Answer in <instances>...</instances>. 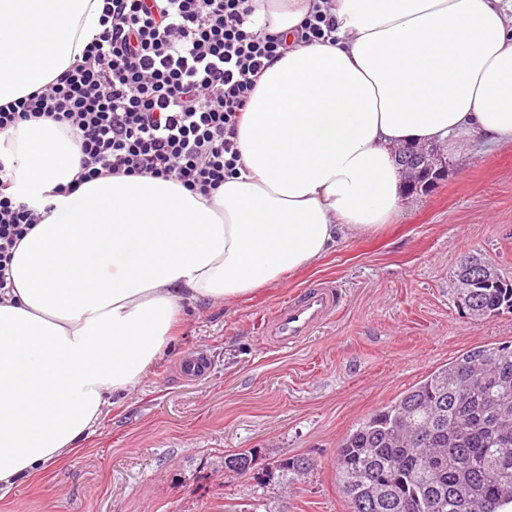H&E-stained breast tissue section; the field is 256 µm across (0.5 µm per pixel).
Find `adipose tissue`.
Masks as SVG:
<instances>
[{
  "label": "adipose tissue",
  "mask_w": 512,
  "mask_h": 512,
  "mask_svg": "<svg viewBox=\"0 0 512 512\" xmlns=\"http://www.w3.org/2000/svg\"><path fill=\"white\" fill-rule=\"evenodd\" d=\"M294 32L312 0H254ZM332 40L292 48L253 91L242 172L202 196L150 176L68 184L50 118L0 133L15 197L43 215L0 304V493L72 456L170 349L186 306L315 267L399 212L396 147L512 142V14L501 0H329ZM101 0H0V104L38 90L102 27Z\"/></svg>",
  "instance_id": "adipose-tissue-1"
}]
</instances>
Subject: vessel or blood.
<instances>
[{
	"instance_id": "b4317fda",
	"label": "vessel or blood",
	"mask_w": 512,
	"mask_h": 512,
	"mask_svg": "<svg viewBox=\"0 0 512 512\" xmlns=\"http://www.w3.org/2000/svg\"><path fill=\"white\" fill-rule=\"evenodd\" d=\"M341 303L342 289L333 281L323 280L299 289L263 318L261 340L280 350L294 347L317 326L331 319ZM207 371V359L198 352L183 359L178 373L184 378L196 379Z\"/></svg>"
}]
</instances>
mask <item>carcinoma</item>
<instances>
[{
	"label": "carcinoma",
	"mask_w": 512,
	"mask_h": 512,
	"mask_svg": "<svg viewBox=\"0 0 512 512\" xmlns=\"http://www.w3.org/2000/svg\"><path fill=\"white\" fill-rule=\"evenodd\" d=\"M453 303L473 321L512 312V281L479 254L460 257ZM250 452L224 456L245 475ZM311 463L278 460L270 481L295 483ZM336 480L347 512H503L512 504V345L484 344L377 408L340 440Z\"/></svg>",
	"instance_id": "1"
}]
</instances>
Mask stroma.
<instances>
[{
  "instance_id": "1",
  "label": "stroma",
  "mask_w": 512,
  "mask_h": 512,
  "mask_svg": "<svg viewBox=\"0 0 512 512\" xmlns=\"http://www.w3.org/2000/svg\"><path fill=\"white\" fill-rule=\"evenodd\" d=\"M468 252L512 278V144L449 159L391 224L342 237L313 270L186 311L170 350L82 451L0 499V512H346L341 438L464 349L512 342V313L475 322L452 301V271ZM321 279L342 286L340 311L294 349L264 346L262 315ZM197 349L207 374L181 378L179 362ZM245 451L260 470L291 457L313 467L288 487L224 473L225 455Z\"/></svg>"
}]
</instances>
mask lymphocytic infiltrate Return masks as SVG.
Segmentation results:
<instances>
[{"mask_svg":"<svg viewBox=\"0 0 512 512\" xmlns=\"http://www.w3.org/2000/svg\"><path fill=\"white\" fill-rule=\"evenodd\" d=\"M252 0H103L102 32L55 80L0 105V133L53 118L80 141L75 178L150 176L207 195L240 166L258 79L290 41L252 28ZM0 160V301L13 251L40 219Z\"/></svg>","mask_w":512,"mask_h":512,"instance_id":"1","label":"lymphocytic infiltrate"}]
</instances>
